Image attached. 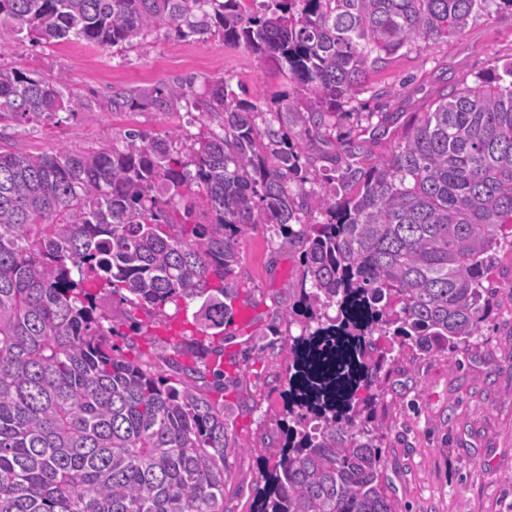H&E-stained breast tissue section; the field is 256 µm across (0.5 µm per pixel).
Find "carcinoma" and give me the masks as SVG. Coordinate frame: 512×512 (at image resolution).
<instances>
[{"mask_svg":"<svg viewBox=\"0 0 512 512\" xmlns=\"http://www.w3.org/2000/svg\"><path fill=\"white\" fill-rule=\"evenodd\" d=\"M512 0H0V50L75 37L104 48L220 35L308 91L276 111L220 78L133 87L112 109L176 104L199 132L137 129L112 145L0 151V512H224L238 447L224 413V328L239 240L265 224L302 255L283 317L317 327L280 345L289 425L268 449L253 512H395L371 425L378 337L426 354L468 349L512 292V59L443 86L381 155L343 131L388 132L397 95H360L400 50L458 37ZM83 103L0 64V137ZM135 314L200 302L198 348L173 336L150 366L127 357L97 291ZM336 309L331 317L328 310Z\"/></svg>","mask_w":512,"mask_h":512,"instance_id":"carcinoma-1","label":"carcinoma"}]
</instances>
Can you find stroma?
<instances>
[{"label": "stroma", "instance_id": "stroma-1", "mask_svg": "<svg viewBox=\"0 0 512 512\" xmlns=\"http://www.w3.org/2000/svg\"><path fill=\"white\" fill-rule=\"evenodd\" d=\"M512 57V11L479 14L462 36L424 50L399 54L371 75L372 86L397 92L403 111L412 112L443 82H456ZM0 64L60 81L83 106L76 116L43 131L16 134L10 150L38 155L66 146L86 150L137 128L159 134L185 123L183 107L170 112L140 108L113 111L115 91L161 86L190 79L197 91L224 77L238 97L270 109L274 97L300 88L287 86L271 65H259L244 48L225 46L221 36L176 41L157 36L148 49L121 53L77 38L35 47L18 36L0 52ZM238 302L254 317L224 334V352L246 369L224 386V407L238 446L227 457L224 512H252L264 485L261 451L277 447L286 421L282 392L287 364L267 350L269 342L299 336L304 318L281 314L298 298L299 254L282 247L266 225L238 245ZM496 314L467 351L423 355L391 338L380 341L389 362L383 385L374 389L384 465L382 478L397 512H512V292L494 298Z\"/></svg>", "mask_w": 512, "mask_h": 512}]
</instances>
